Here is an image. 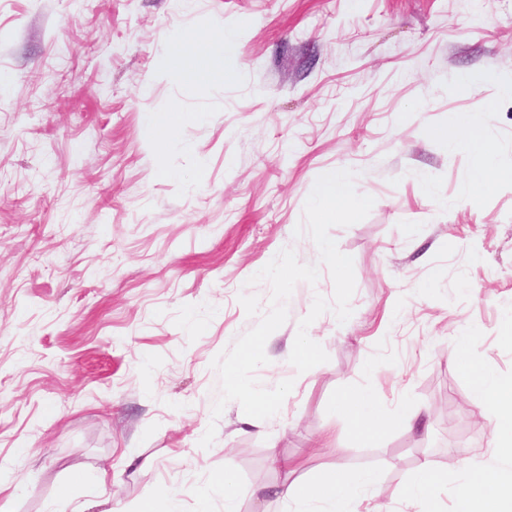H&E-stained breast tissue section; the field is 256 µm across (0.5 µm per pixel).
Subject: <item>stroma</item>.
I'll list each match as a JSON object with an SVG mask.
<instances>
[{"mask_svg":"<svg viewBox=\"0 0 512 512\" xmlns=\"http://www.w3.org/2000/svg\"><path fill=\"white\" fill-rule=\"evenodd\" d=\"M224 27L239 51L211 64L235 81L167 69L177 39ZM487 72L512 77V0H0V503L137 512L165 492L224 512L229 467L238 512H289L264 488L341 463L380 479L360 512H419L426 461L458 512L495 426L458 339L512 379V184L463 199L476 160L433 132L468 118L512 169V95ZM174 100L190 117L161 151L146 115ZM327 169L368 203L320 218ZM360 387L421 426L357 441L334 404ZM213 483L224 490V511L237 512V481L233 470L226 468L224 473L213 477Z\"/></svg>","mask_w":512,"mask_h":512,"instance_id":"1","label":"stroma"}]
</instances>
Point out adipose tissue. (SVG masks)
Listing matches in <instances>:
<instances>
[{"mask_svg": "<svg viewBox=\"0 0 512 512\" xmlns=\"http://www.w3.org/2000/svg\"><path fill=\"white\" fill-rule=\"evenodd\" d=\"M441 136L450 148L466 149L478 160L463 186V195L469 201H476L492 185L512 182V169H503L494 163L478 128L467 120L452 119ZM308 196L316 213L329 219L352 213L361 205L333 170L322 173ZM468 375L478 396L479 413H489L495 418L493 455L501 465L493 469L483 460L470 461L463 473L462 512H512V379L494 378L475 365L469 366ZM335 408L354 435L362 440L376 439L389 429H411L418 419L407 404L396 412L384 413L378 398L367 389L347 393L337 401ZM377 485L374 474L336 465L322 471L310 484L284 485L276 488L275 494L296 502L323 501L329 504V512H353L362 493Z\"/></svg>", "mask_w": 512, "mask_h": 512, "instance_id": "1", "label": "adipose tissue"}]
</instances>
